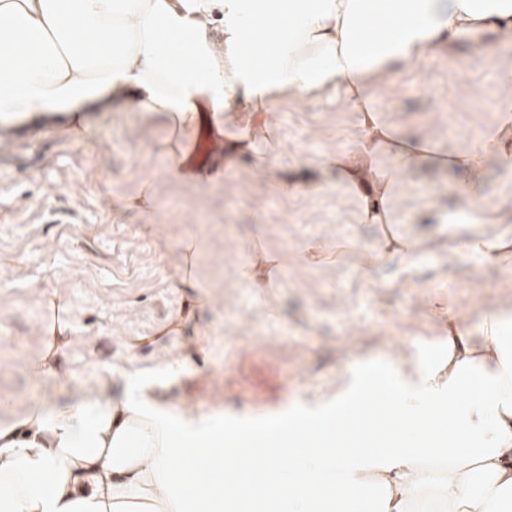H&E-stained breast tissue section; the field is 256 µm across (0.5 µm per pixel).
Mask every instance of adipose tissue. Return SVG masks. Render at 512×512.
<instances>
[{
	"label": "adipose tissue",
	"mask_w": 512,
	"mask_h": 512,
	"mask_svg": "<svg viewBox=\"0 0 512 512\" xmlns=\"http://www.w3.org/2000/svg\"><path fill=\"white\" fill-rule=\"evenodd\" d=\"M488 29L512 39V0H0V138L60 122L84 137L93 112L160 115L181 179L196 131L233 126L225 149L247 154L281 100L339 90L361 137L320 168L379 247L411 257L420 241L394 231L392 203L412 165L465 169L460 205L503 218L481 205L477 154L400 135L375 84ZM390 375L385 417L360 425L373 446L332 447L339 408L374 383L355 373L335 407L305 416L326 439L292 428L246 463L217 424L139 388L29 405L0 421V512H512V316L489 312L479 336L449 319L436 358L394 355Z\"/></svg>",
	"instance_id": "1"
}]
</instances>
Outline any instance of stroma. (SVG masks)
<instances>
[{
	"label": "stroma",
	"mask_w": 512,
	"mask_h": 512,
	"mask_svg": "<svg viewBox=\"0 0 512 512\" xmlns=\"http://www.w3.org/2000/svg\"><path fill=\"white\" fill-rule=\"evenodd\" d=\"M512 42L486 32L382 78L375 108L399 132L456 152L487 136L495 106L512 101ZM277 146L216 165L199 184L167 174L163 118L98 117L77 139L53 127L0 142V411L64 400L80 389L128 384L174 407L223 414L251 427L257 414L286 416L330 404L364 363L396 351L430 354L448 317L479 328L483 314L512 309V262L458 250L440 225L415 218L431 201L456 211L457 171H408L394 203V231L421 235V253L369 264L379 233L355 220L353 202L319 188L325 155L355 147L357 115L336 93L277 107ZM300 186L292 195L277 183ZM485 201L512 213V173L483 163ZM202 238L185 288L182 244ZM325 244L334 260L308 266L296 253ZM279 258L271 288L238 273L254 247ZM180 332H168L173 321ZM65 325L52 372L28 365L50 351L49 327ZM179 361L176 373L163 364Z\"/></svg>",
	"instance_id": "35a3bbf8"
}]
</instances>
